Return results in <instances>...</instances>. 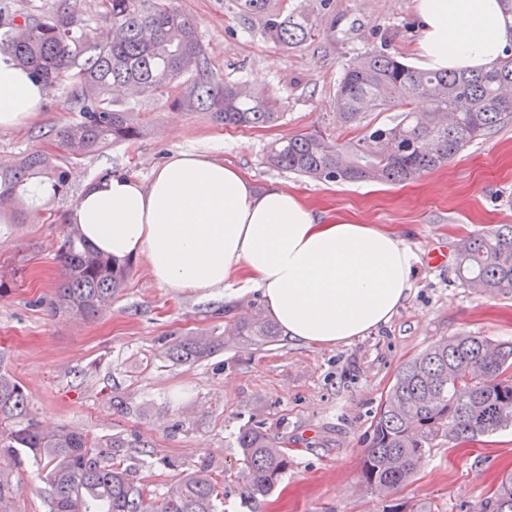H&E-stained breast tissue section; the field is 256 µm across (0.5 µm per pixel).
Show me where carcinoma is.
<instances>
[{
    "label": "carcinoma",
    "mask_w": 512,
    "mask_h": 512,
    "mask_svg": "<svg viewBox=\"0 0 512 512\" xmlns=\"http://www.w3.org/2000/svg\"><path fill=\"white\" fill-rule=\"evenodd\" d=\"M245 16H259L265 34L290 47L315 36L305 16L267 11V0H237ZM94 34L75 20L69 0H58L45 18L26 17L0 33V52L30 70L51 89L75 81L69 98L77 117L57 133L62 157L36 153L0 163V202H12L18 222L40 219L48 197L67 193L69 164L140 135V113L120 105L115 93L151 96L176 89L173 103L206 112L224 127L270 126L282 117L281 101L217 76L194 21L176 0H102ZM430 101L420 112L415 104ZM335 129L363 134L343 140L321 129L271 142L270 167L332 182H410L438 168L475 140L512 122V54L480 70L413 68L385 48H372L345 64L336 86ZM396 110L388 124L372 125L376 112ZM55 259L63 277L49 300L53 315L97 318L125 284L130 265L100 254L66 224ZM457 272L483 292H512V224H497L462 238ZM278 324L256 312L240 319L236 335L248 345L275 340ZM221 343L196 334L173 341L166 356L175 364L212 355ZM512 426V341L453 336L434 342L403 363L373 416L360 477L377 496L403 485L418 461L442 440L477 441ZM244 464L245 493L266 497L291 466L288 449L258 427L236 438ZM139 437L92 436L81 429H46L30 416L22 384L0 368V512L16 497L14 468L27 460L48 469L49 512H145L150 490L136 479V464L119 457L143 448ZM221 483L207 464L192 465L159 500L156 512H216ZM478 512H512V472L503 474Z\"/></svg>",
    "instance_id": "carcinoma-1"
}]
</instances>
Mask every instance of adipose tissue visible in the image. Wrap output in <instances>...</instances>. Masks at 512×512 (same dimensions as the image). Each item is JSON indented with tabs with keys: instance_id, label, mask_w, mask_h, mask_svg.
<instances>
[{
	"instance_id": "obj_1",
	"label": "adipose tissue",
	"mask_w": 512,
	"mask_h": 512,
	"mask_svg": "<svg viewBox=\"0 0 512 512\" xmlns=\"http://www.w3.org/2000/svg\"><path fill=\"white\" fill-rule=\"evenodd\" d=\"M419 56L431 69H478L512 48L499 0H416ZM47 87L0 53V129L28 125ZM96 250L145 259L175 289L260 292L288 340L333 347L386 325L406 300L417 256L392 233L322 221L287 188L256 189L237 168L179 151L148 180L122 171L88 183L68 211Z\"/></svg>"
}]
</instances>
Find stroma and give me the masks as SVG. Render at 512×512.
<instances>
[{"label": "stroma", "instance_id": "stroma-1", "mask_svg": "<svg viewBox=\"0 0 512 512\" xmlns=\"http://www.w3.org/2000/svg\"><path fill=\"white\" fill-rule=\"evenodd\" d=\"M194 19L219 76L244 81L282 99L284 117L263 128H226L207 113L172 104L171 92L131 98L144 119L140 138L116 143L70 167L67 195L47 215L0 239V269L13 272L0 291V365L23 385L42 425L95 435L142 436L138 478L162 498L185 466L207 460L222 482L218 512H473L512 471V428L482 443L445 441L412 477L378 497L361 483L360 461L372 418L399 366L434 342L461 335L512 340V293L488 295L456 275L457 249L469 234L512 224V124L471 143L436 170L403 184L313 181L266 167L276 139L333 127L336 85L344 65L378 42L418 66L415 0H269L271 10L308 16L311 41L287 47L267 36L256 17L238 15L236 0H177ZM49 92L31 124L0 130V160L57 150V131L74 117L67 91ZM176 151L209 153L240 169L257 188L278 184L298 193L323 218L338 215L398 234L418 256L419 273L391 321L349 344L322 348L289 341L243 347L231 327L263 310L259 292L232 302L162 286L144 260L111 307L85 321L51 316L47 303L62 277L55 261L64 217L86 183L105 171L140 179ZM448 261L435 266L431 253ZM210 334L223 346L194 364L176 365L166 346L189 334ZM120 391L126 410L110 397ZM256 425L284 441L292 458L271 495L247 498L235 438ZM16 512H48L44 473L32 463L15 472Z\"/></svg>", "mask_w": 512, "mask_h": 512}]
</instances>
